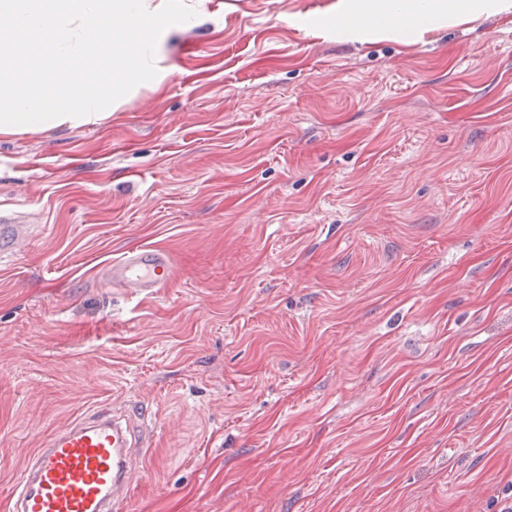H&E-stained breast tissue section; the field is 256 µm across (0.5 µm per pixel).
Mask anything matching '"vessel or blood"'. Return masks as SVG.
I'll return each mask as SVG.
<instances>
[{
  "label": "vessel or blood",
  "mask_w": 512,
  "mask_h": 512,
  "mask_svg": "<svg viewBox=\"0 0 512 512\" xmlns=\"http://www.w3.org/2000/svg\"><path fill=\"white\" fill-rule=\"evenodd\" d=\"M28 228L19 212L0 209V254L19 251ZM103 279L130 298L149 299L175 278L171 258L155 246L126 250L109 262ZM135 407L104 409L55 432L29 458L8 512H122L130 496L136 447Z\"/></svg>",
  "instance_id": "vessel-or-blood-1"
}]
</instances>
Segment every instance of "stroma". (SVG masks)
Wrapping results in <instances>:
<instances>
[{"instance_id": "obj_1", "label": "stroma", "mask_w": 512, "mask_h": 512, "mask_svg": "<svg viewBox=\"0 0 512 512\" xmlns=\"http://www.w3.org/2000/svg\"><path fill=\"white\" fill-rule=\"evenodd\" d=\"M166 76L0 135V507L142 405L125 512H488L512 484V5L414 36L185 0ZM158 245L127 298L101 266ZM0 254H12L24 245L28 228L15 210L0 209ZM103 279L130 298L157 297L175 278L171 258L156 246L130 248L109 262Z\"/></svg>"}]
</instances>
